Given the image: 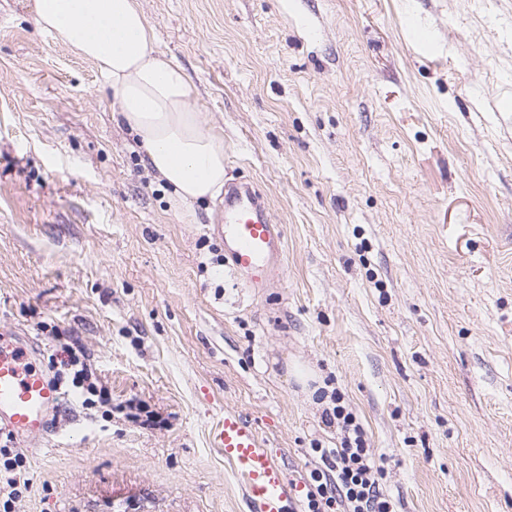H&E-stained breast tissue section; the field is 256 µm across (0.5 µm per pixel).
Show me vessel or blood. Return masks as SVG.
<instances>
[{"instance_id": "obj_1", "label": "vessel or blood", "mask_w": 512, "mask_h": 512, "mask_svg": "<svg viewBox=\"0 0 512 512\" xmlns=\"http://www.w3.org/2000/svg\"><path fill=\"white\" fill-rule=\"evenodd\" d=\"M224 256L250 288H271L285 267L282 232L264 194L250 182H225ZM63 394L30 360L25 346H0V431L21 440L43 439ZM241 481L252 512H290L304 496L251 423L228 412L216 435Z\"/></svg>"}]
</instances>
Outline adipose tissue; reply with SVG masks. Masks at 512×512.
I'll return each instance as SVG.
<instances>
[{"instance_id":"ef3b65f1","label":"adipose tissue","mask_w":512,"mask_h":512,"mask_svg":"<svg viewBox=\"0 0 512 512\" xmlns=\"http://www.w3.org/2000/svg\"><path fill=\"white\" fill-rule=\"evenodd\" d=\"M32 11L56 42L97 64L174 203L189 207L223 193L224 140L203 127L190 80L155 48L136 0H32Z\"/></svg>"}]
</instances>
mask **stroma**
Segmentation results:
<instances>
[{"mask_svg": "<svg viewBox=\"0 0 512 512\" xmlns=\"http://www.w3.org/2000/svg\"><path fill=\"white\" fill-rule=\"evenodd\" d=\"M255 183L281 287H242L112 117L96 64L0 0V337L80 348L112 415L65 396L14 441L15 512H251L228 411L301 484L337 389L397 512H512V0H136Z\"/></svg>", "mask_w": 512, "mask_h": 512, "instance_id": "stroma-1", "label": "stroma"}]
</instances>
